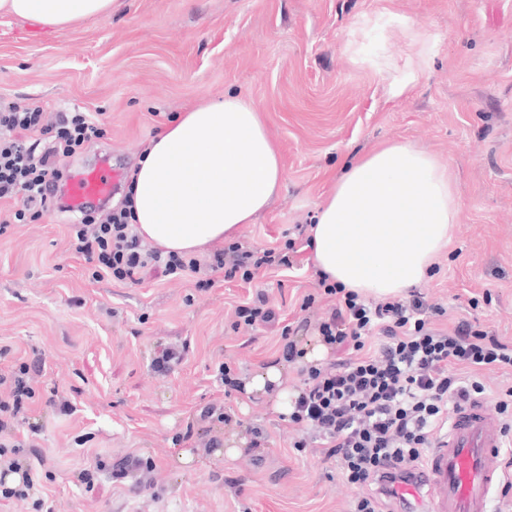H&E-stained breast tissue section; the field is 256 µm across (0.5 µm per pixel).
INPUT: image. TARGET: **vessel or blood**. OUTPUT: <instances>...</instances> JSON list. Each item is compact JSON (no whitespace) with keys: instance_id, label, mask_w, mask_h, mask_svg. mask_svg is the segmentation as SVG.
I'll return each instance as SVG.
<instances>
[{"instance_id":"vessel-or-blood-1","label":"vessel or blood","mask_w":512,"mask_h":512,"mask_svg":"<svg viewBox=\"0 0 512 512\" xmlns=\"http://www.w3.org/2000/svg\"><path fill=\"white\" fill-rule=\"evenodd\" d=\"M119 179L107 166L74 176L64 202L73 212L96 204L114 192ZM502 444V427L488 404L472 400L454 408L420 481L398 487L405 512H491L502 482L492 460Z\"/></svg>"}]
</instances>
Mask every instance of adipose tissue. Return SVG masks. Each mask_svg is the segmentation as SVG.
<instances>
[{
	"label": "adipose tissue",
	"mask_w": 512,
	"mask_h": 512,
	"mask_svg": "<svg viewBox=\"0 0 512 512\" xmlns=\"http://www.w3.org/2000/svg\"><path fill=\"white\" fill-rule=\"evenodd\" d=\"M118 0H0V14L54 30L111 16ZM281 155L259 109L228 93L189 108L150 141L133 171L136 232L167 252L194 254L233 239L277 194ZM450 164L408 143L347 162L310 229L316 267L361 295L417 287L460 222Z\"/></svg>",
	"instance_id": "obj_1"
}]
</instances>
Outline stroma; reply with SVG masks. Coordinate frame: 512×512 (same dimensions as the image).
<instances>
[{
  "mask_svg": "<svg viewBox=\"0 0 512 512\" xmlns=\"http://www.w3.org/2000/svg\"><path fill=\"white\" fill-rule=\"evenodd\" d=\"M421 38L430 54L418 83L391 96ZM229 92L263 113L283 161L277 196L237 241L284 246L348 160L412 143L458 175L461 222L418 287L444 310L433 322L512 343V0H122L111 17L56 31L0 14V99L75 106L105 130L65 160L68 174L105 158L131 171L173 114ZM73 220L53 211L0 236V374L27 365L34 390L0 442L44 459L42 505L0 496V512H349L354 490L320 448H291L273 396L225 392L218 374L226 363L247 381L279 363L281 329L299 323L316 288L312 251L249 284L217 272L200 291L195 276L150 273L130 286L93 278L70 247ZM259 289L276 320L233 331L236 307ZM170 344L185 360L162 375L152 360ZM211 403L265 427L259 456L218 422L219 447L186 438ZM132 453L154 462L151 490L113 480ZM95 463L99 474L82 480Z\"/></svg>",
  "mask_w": 512,
  "mask_h": 512,
  "instance_id": "1",
  "label": "stroma"
}]
</instances>
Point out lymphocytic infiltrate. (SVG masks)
<instances>
[{
	"label": "lymphocytic infiltrate",
	"mask_w": 512,
	"mask_h": 512,
	"mask_svg": "<svg viewBox=\"0 0 512 512\" xmlns=\"http://www.w3.org/2000/svg\"><path fill=\"white\" fill-rule=\"evenodd\" d=\"M102 133L90 112L76 109L50 119L39 105L0 101V200H23L21 208L0 220V234L48 213L55 205L50 192L66 177L65 158ZM130 216L127 207L103 204L81 211L71 225V245L93 263L95 277L136 285L148 270L177 276L206 267L248 283L263 266H292L297 251L292 240L284 248L260 252L231 243L215 250L204 265L193 255L146 247ZM315 277L318 290L303 298L299 328L287 325L282 331V358L298 365L301 375L288 414L296 431L292 446L301 451L321 441L326 459L360 491L349 512H389L395 483L409 481L422 469L450 409L487 395L482 370H512V344L469 323L450 330L432 327L437 310L419 294L370 301L323 272ZM326 297L336 304L323 312L319 304ZM303 329L339 353L357 351V359L306 362ZM25 374L21 368L0 375V386L9 389L8 398L0 399V434L10 430L34 395Z\"/></svg>",
	"instance_id": "1"
}]
</instances>
